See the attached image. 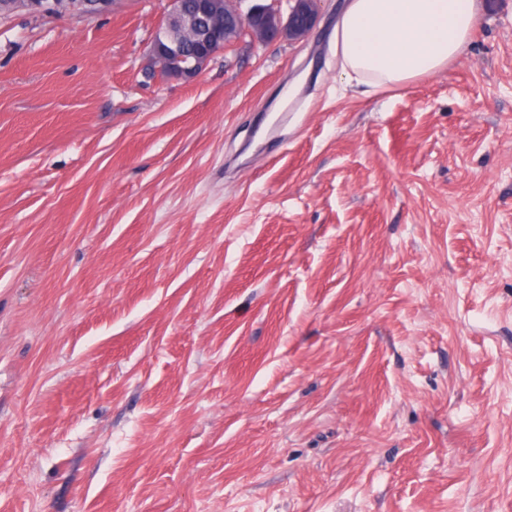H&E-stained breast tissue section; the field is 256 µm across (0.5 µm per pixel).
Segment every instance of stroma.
I'll use <instances>...</instances> for the list:
<instances>
[{
  "label": "stroma",
  "mask_w": 512,
  "mask_h": 512,
  "mask_svg": "<svg viewBox=\"0 0 512 512\" xmlns=\"http://www.w3.org/2000/svg\"><path fill=\"white\" fill-rule=\"evenodd\" d=\"M345 4L0 19V512H512V0L371 93ZM320 0H286L287 10H282V0H203L198 17L186 14L183 0H169L165 27L173 26L201 31L208 27L214 38L209 46L188 53L181 40L168 37L164 29H157L144 64L150 74L164 80H190L199 75L221 50H227L240 40L267 43L275 40L289 41L304 38L313 27L318 15ZM264 2V3H260ZM224 18V31L220 19ZM231 19L236 29L230 26ZM217 31L222 38L215 41Z\"/></svg>",
  "instance_id": "obj_1"
}]
</instances>
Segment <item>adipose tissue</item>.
Here are the masks:
<instances>
[{
    "mask_svg": "<svg viewBox=\"0 0 512 512\" xmlns=\"http://www.w3.org/2000/svg\"><path fill=\"white\" fill-rule=\"evenodd\" d=\"M476 0H349L334 34L345 84H406L446 68L467 48Z\"/></svg>",
    "mask_w": 512,
    "mask_h": 512,
    "instance_id": "obj_1",
    "label": "adipose tissue"
}]
</instances>
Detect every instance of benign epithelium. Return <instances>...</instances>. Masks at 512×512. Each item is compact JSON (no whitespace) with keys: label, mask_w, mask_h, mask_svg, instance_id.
Masks as SVG:
<instances>
[{"label":"benign epithelium","mask_w":512,"mask_h":512,"mask_svg":"<svg viewBox=\"0 0 512 512\" xmlns=\"http://www.w3.org/2000/svg\"><path fill=\"white\" fill-rule=\"evenodd\" d=\"M287 10H282V3ZM319 0H203L199 16L186 14L183 0H169L165 27L207 29L221 38L194 53L181 40L166 33H155L144 64L145 70L164 80H190L199 75L221 50H227L244 38L267 43L275 40H299L313 27ZM116 0H72L69 14L79 20L110 12ZM57 9L56 0H3L0 15L17 11L45 15Z\"/></svg>","instance_id":"1"}]
</instances>
